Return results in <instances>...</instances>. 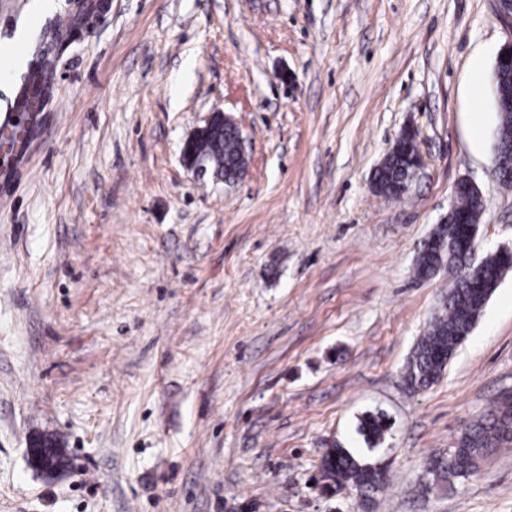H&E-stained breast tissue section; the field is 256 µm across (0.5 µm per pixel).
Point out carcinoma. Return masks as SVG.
<instances>
[{"mask_svg":"<svg viewBox=\"0 0 512 512\" xmlns=\"http://www.w3.org/2000/svg\"><path fill=\"white\" fill-rule=\"evenodd\" d=\"M51 41L63 47L61 30L54 26L44 31L41 43L35 48L38 67H48L44 60L43 43ZM494 102L498 113V137L505 152V166L497 175L504 186L512 187V66L500 70L494 86ZM205 171L216 180L241 176L245 158L238 149L236 132L218 124L207 138L191 147ZM416 134L405 133L397 148L388 155L384 167L373 177L376 194L386 198L401 199L403 186L412 170L417 155ZM485 210L484 201L470 191L456 192L454 214L443 224L437 225L422 245L414 268V275L428 280L446 270L453 275L448 293L441 296L439 311L431 318L428 329L414 346L404 368V381L412 392L435 383L456 349L472 333L484 311L487 299L502 279L512 271V256L493 251L478 263L471 261V242L476 238L479 219ZM388 427L382 413H366L357 425L368 451L377 449ZM512 448V402L504 397L494 409L471 425L462 434L447 456L433 458L428 470L434 480L453 483L466 479L473 471L466 463L480 460L501 449ZM373 462L365 456L341 446L325 451L320 465L321 481L331 493L345 487L358 490H381L386 481H374L370 466Z\"/></svg>","mask_w":512,"mask_h":512,"instance_id":"cac0c4a2","label":"carcinoma"}]
</instances>
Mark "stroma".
<instances>
[{
    "label": "stroma",
    "mask_w": 512,
    "mask_h": 512,
    "mask_svg": "<svg viewBox=\"0 0 512 512\" xmlns=\"http://www.w3.org/2000/svg\"><path fill=\"white\" fill-rule=\"evenodd\" d=\"M0 0V115L54 21L80 31L0 184V512H512V449L429 461L512 392V272L438 382L403 368L449 286L418 251L474 182L477 256L512 246L492 177L494 0ZM240 128L247 171L196 179L187 138ZM481 113L474 141L471 118ZM424 168L372 176L403 130ZM391 427L384 490L312 486L326 448ZM47 434L70 459L28 458ZM416 134L406 132L400 139L397 148L392 149L386 163L373 177V189L376 194L386 198L401 199L407 194L403 186L412 170L413 160L417 155ZM389 428L386 426L382 413H365L357 425V433L363 437L368 451L372 452L377 449L384 435ZM30 448V456L33 464L45 474H54L62 469L65 464L61 457L56 456L53 445L46 440L35 441ZM51 448V449H47Z\"/></svg>",
    "instance_id": "stroma-1"
}]
</instances>
